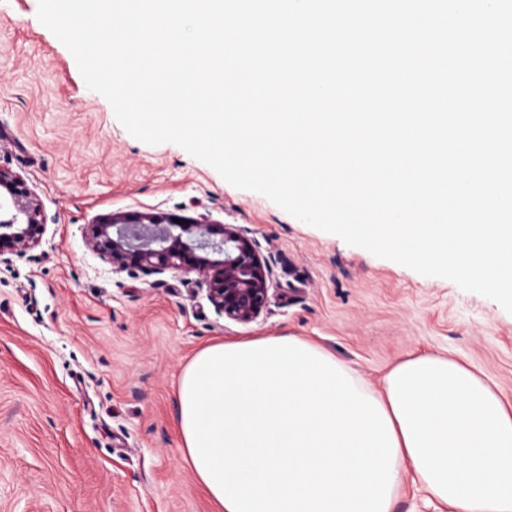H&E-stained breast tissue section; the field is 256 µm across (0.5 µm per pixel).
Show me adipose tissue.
Here are the masks:
<instances>
[{
  "label": "adipose tissue",
  "instance_id": "adipose-tissue-1",
  "mask_svg": "<svg viewBox=\"0 0 512 512\" xmlns=\"http://www.w3.org/2000/svg\"><path fill=\"white\" fill-rule=\"evenodd\" d=\"M180 461L213 512H512V402L412 353L366 385L300 336L212 342L177 382ZM396 512H436V510L433 505L423 500L422 494L413 489H407L399 497Z\"/></svg>",
  "mask_w": 512,
  "mask_h": 512
}]
</instances>
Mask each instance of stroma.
<instances>
[{
	"mask_svg": "<svg viewBox=\"0 0 512 512\" xmlns=\"http://www.w3.org/2000/svg\"><path fill=\"white\" fill-rule=\"evenodd\" d=\"M38 0H0V168L47 230L0 263V512H212L180 465L176 385L216 338L293 334L369 385L420 348L512 400V313L310 226L173 143L131 136ZM234 224L269 267L266 312L224 319L195 275L113 270L85 242L112 212Z\"/></svg>",
	"mask_w": 512,
	"mask_h": 512,
	"instance_id": "obj_1",
	"label": "stroma"
}]
</instances>
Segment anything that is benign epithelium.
I'll return each mask as SVG.
<instances>
[{"label":"benign epithelium","mask_w":512,"mask_h":512,"mask_svg":"<svg viewBox=\"0 0 512 512\" xmlns=\"http://www.w3.org/2000/svg\"><path fill=\"white\" fill-rule=\"evenodd\" d=\"M40 204L19 175L0 169V257L38 247L46 233ZM89 247L112 269L132 275H197L215 310L238 324L262 316L269 268L255 240L235 224L151 212L101 215L86 229Z\"/></svg>","instance_id":"7a95c632"}]
</instances>
